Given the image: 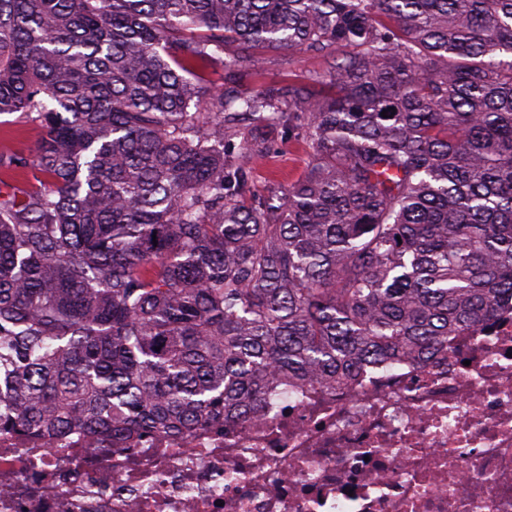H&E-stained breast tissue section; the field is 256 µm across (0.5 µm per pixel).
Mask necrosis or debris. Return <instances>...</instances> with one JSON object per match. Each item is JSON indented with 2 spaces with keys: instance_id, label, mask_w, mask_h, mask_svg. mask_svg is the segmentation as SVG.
I'll list each match as a JSON object with an SVG mask.
<instances>
[{
  "instance_id": "1",
  "label": "necrosis or debris",
  "mask_w": 512,
  "mask_h": 512,
  "mask_svg": "<svg viewBox=\"0 0 512 512\" xmlns=\"http://www.w3.org/2000/svg\"><path fill=\"white\" fill-rule=\"evenodd\" d=\"M0 512H512V308L423 368L278 380L241 424L0 431Z\"/></svg>"
}]
</instances>
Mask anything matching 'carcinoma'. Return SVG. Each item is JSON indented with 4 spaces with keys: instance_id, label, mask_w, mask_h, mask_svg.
<instances>
[{
    "instance_id": "obj_1",
    "label": "carcinoma",
    "mask_w": 512,
    "mask_h": 512,
    "mask_svg": "<svg viewBox=\"0 0 512 512\" xmlns=\"http://www.w3.org/2000/svg\"><path fill=\"white\" fill-rule=\"evenodd\" d=\"M341 47L313 81L258 51ZM224 65V86L197 73ZM387 116H381L382 111ZM0 429L150 434L512 302V0H0ZM312 149L255 190L284 139ZM0 152L24 151L34 154L40 139V130L35 123L25 118L1 116Z\"/></svg>"
}]
</instances>
